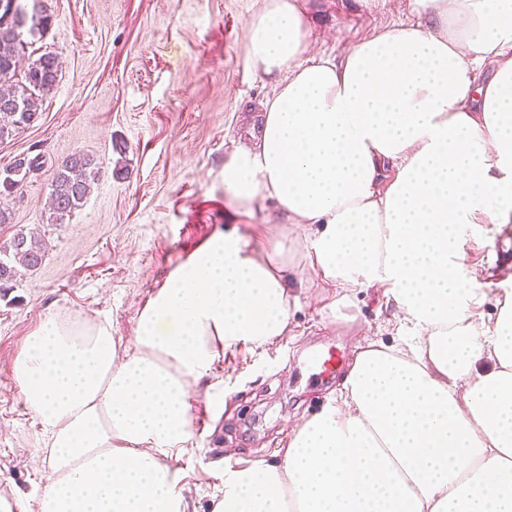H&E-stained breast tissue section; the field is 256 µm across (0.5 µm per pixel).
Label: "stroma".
<instances>
[{
	"label": "stroma",
	"instance_id": "1",
	"mask_svg": "<svg viewBox=\"0 0 512 512\" xmlns=\"http://www.w3.org/2000/svg\"><path fill=\"white\" fill-rule=\"evenodd\" d=\"M52 25L34 46L61 57L56 89L37 123L0 143V169L22 154L44 164L9 202L0 244L34 232L45 257L0 295V499L23 497L28 512L46 483L31 460L41 426L27 410L12 368L44 316H98L118 353L132 348L139 313L168 274L214 233L248 236L273 217L272 205L246 216L224 198V158L259 132L274 85L248 63L246 30L265 0H44ZM318 50L342 55L380 27L416 22L412 0H310ZM75 152L94 159L99 180L65 223L49 219L51 181ZM512 232L493 225L466 247L468 264L490 273L486 314L512 289L501 258ZM382 292L341 297L312 280L289 304V330L265 351H227L218 373L225 402L207 382L194 387L192 436L173 461L187 512H211L224 488V457L274 461L290 436L287 415L310 417L336 396L359 341L411 342ZM336 348L339 374L318 379L316 349Z\"/></svg>",
	"mask_w": 512,
	"mask_h": 512
}]
</instances>
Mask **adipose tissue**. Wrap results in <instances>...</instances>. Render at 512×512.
<instances>
[{
  "instance_id": "1",
  "label": "adipose tissue",
  "mask_w": 512,
  "mask_h": 512,
  "mask_svg": "<svg viewBox=\"0 0 512 512\" xmlns=\"http://www.w3.org/2000/svg\"><path fill=\"white\" fill-rule=\"evenodd\" d=\"M414 8L433 24L339 58L315 49L307 0L254 17L248 60L278 85L224 189L303 226V261L273 234H213L122 355L99 318L51 314L13 368L48 450L39 512H187L169 462L191 436V387L226 349L287 335L306 271L383 289L417 342L361 341L333 402L295 423L281 459L225 471L212 512H512V292L487 316L464 251L472 225L512 222V0Z\"/></svg>"
}]
</instances>
